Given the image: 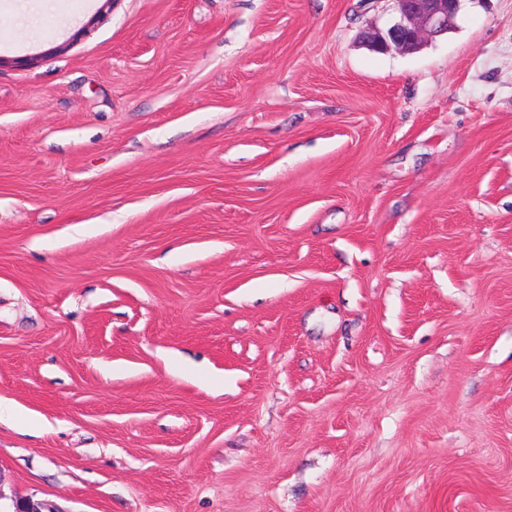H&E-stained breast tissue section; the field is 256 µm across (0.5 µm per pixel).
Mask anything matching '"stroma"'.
I'll use <instances>...</instances> for the list:
<instances>
[{"mask_svg": "<svg viewBox=\"0 0 512 512\" xmlns=\"http://www.w3.org/2000/svg\"><path fill=\"white\" fill-rule=\"evenodd\" d=\"M397 16L0 0V504L512 512V0ZM398 18L385 30L365 37L373 50L387 52L392 47L403 53L417 52L424 38L448 33L455 25L460 0H395Z\"/></svg>", "mask_w": 512, "mask_h": 512, "instance_id": "35a3bbf8", "label": "stroma"}]
</instances>
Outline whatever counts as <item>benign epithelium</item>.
<instances>
[{
    "label": "benign epithelium",
    "instance_id": "obj_1",
    "mask_svg": "<svg viewBox=\"0 0 512 512\" xmlns=\"http://www.w3.org/2000/svg\"><path fill=\"white\" fill-rule=\"evenodd\" d=\"M398 18L386 29L366 36L368 45L380 52L396 48L403 53L417 52L424 38L448 33L455 25L460 0H395Z\"/></svg>",
    "mask_w": 512,
    "mask_h": 512
}]
</instances>
